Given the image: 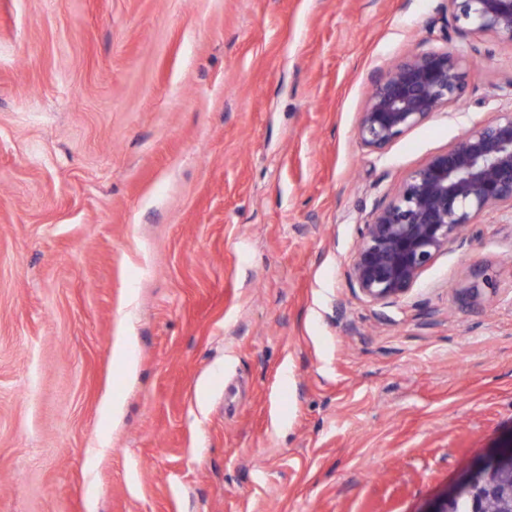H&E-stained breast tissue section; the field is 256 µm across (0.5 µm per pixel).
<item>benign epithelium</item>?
<instances>
[{"label": "benign epithelium", "instance_id": "7a95c632", "mask_svg": "<svg viewBox=\"0 0 512 512\" xmlns=\"http://www.w3.org/2000/svg\"><path fill=\"white\" fill-rule=\"evenodd\" d=\"M448 16L459 32L512 46V0H448ZM472 71L473 60L445 50L415 53L375 73L357 126L361 145L381 153L434 114L458 106ZM492 210L512 222V109L469 125L448 150L407 174L394 197L359 226L351 282L374 304L404 298L436 258ZM505 488L503 512H512V434L452 486L439 512H452L463 497L472 512H486Z\"/></svg>", "mask_w": 512, "mask_h": 512}]
</instances>
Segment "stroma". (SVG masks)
Returning a JSON list of instances; mask_svg holds the SVG:
<instances>
[{
    "mask_svg": "<svg viewBox=\"0 0 512 512\" xmlns=\"http://www.w3.org/2000/svg\"><path fill=\"white\" fill-rule=\"evenodd\" d=\"M447 19L0 0V512H435L512 433V223L391 304L349 277L359 224L512 106V47ZM447 49L455 111L364 149L372 72Z\"/></svg>",
    "mask_w": 512,
    "mask_h": 512,
    "instance_id": "obj_1",
    "label": "stroma"
}]
</instances>
